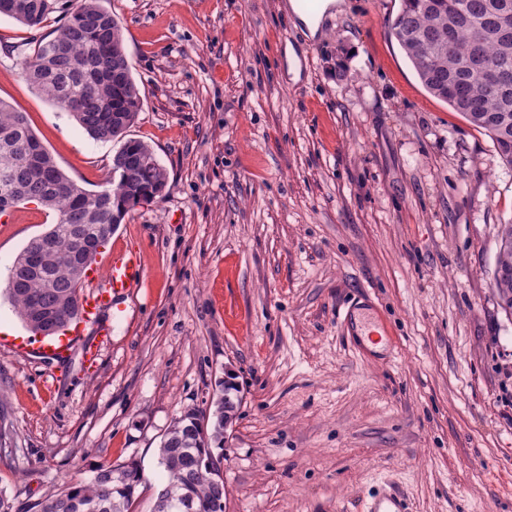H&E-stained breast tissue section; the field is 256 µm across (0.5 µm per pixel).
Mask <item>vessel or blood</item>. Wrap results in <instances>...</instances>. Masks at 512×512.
Masks as SVG:
<instances>
[{
  "label": "vessel or blood",
  "mask_w": 512,
  "mask_h": 512,
  "mask_svg": "<svg viewBox=\"0 0 512 512\" xmlns=\"http://www.w3.org/2000/svg\"><path fill=\"white\" fill-rule=\"evenodd\" d=\"M105 266L103 286L82 296L80 310L70 323L67 333L33 342V349L44 358L59 364L65 362L72 352L74 337L83 335L86 328H94L97 336H110L112 323L105 320L104 315L113 311L117 298L141 279L142 271L137 253L129 249L112 250L105 258ZM366 512H409V502L399 491H386L368 501Z\"/></svg>",
  "instance_id": "obj_1"
}]
</instances>
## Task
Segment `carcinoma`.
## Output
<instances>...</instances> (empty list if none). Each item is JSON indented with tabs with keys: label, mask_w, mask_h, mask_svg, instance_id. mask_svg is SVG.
Segmentation results:
<instances>
[{
	"label": "carcinoma",
	"mask_w": 512,
	"mask_h": 512,
	"mask_svg": "<svg viewBox=\"0 0 512 512\" xmlns=\"http://www.w3.org/2000/svg\"><path fill=\"white\" fill-rule=\"evenodd\" d=\"M61 9L59 0H0V15L36 28ZM512 0H401L388 20L420 83L493 141L503 163L512 167ZM27 82L100 141L119 143L112 179L100 191L72 180L50 152L41 167L26 164L39 142L27 114L0 100V193L19 192L13 206L35 202L56 214L47 231L32 238L14 260L6 291L21 321L33 333L43 330L35 314L71 299L60 326L77 315L83 273L96 260L78 251L76 227L105 244L114 227L135 209V195L166 186L158 163H144L149 145L127 137L140 112L143 94L133 78L119 21L101 0H79L57 34L25 53ZM499 250L493 288L500 307L512 313V222L498 229ZM50 262L40 277L30 276L26 259L36 244ZM242 402L238 386L224 381L205 415H180L158 449L167 481L158 490L154 512H173L168 499L188 497L193 512H224V442ZM144 483L140 463L101 465L89 481L26 506L25 512H134Z\"/></svg>",
	"instance_id": "1"
}]
</instances>
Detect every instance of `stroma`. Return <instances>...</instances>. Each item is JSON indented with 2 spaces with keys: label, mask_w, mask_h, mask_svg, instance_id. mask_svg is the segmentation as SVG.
Listing matches in <instances>:
<instances>
[{
  "label": "stroma",
  "mask_w": 512,
  "mask_h": 512,
  "mask_svg": "<svg viewBox=\"0 0 512 512\" xmlns=\"http://www.w3.org/2000/svg\"><path fill=\"white\" fill-rule=\"evenodd\" d=\"M316 37L290 0H103L145 90L130 129L168 175L108 247L137 252L96 370L0 347V495L24 508L137 460L153 512L160 442L233 374L225 512H361L394 481L410 512H512V315L492 287L512 168L420 84L386 21L343 0ZM0 17V99L90 190L116 146L22 75L51 39ZM301 60L292 81L286 46ZM0 214V328L27 330L8 269L54 223Z\"/></svg>",
  "instance_id": "1"
}]
</instances>
